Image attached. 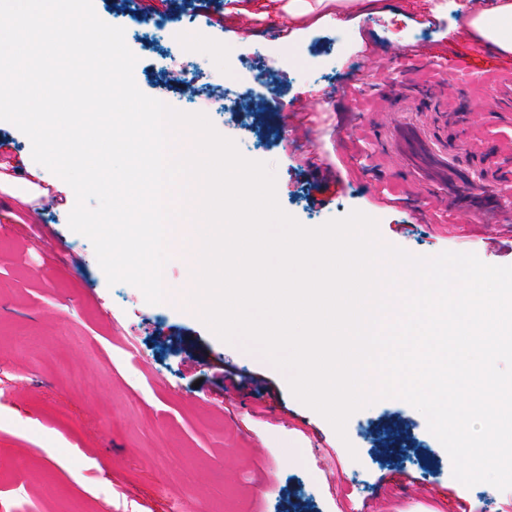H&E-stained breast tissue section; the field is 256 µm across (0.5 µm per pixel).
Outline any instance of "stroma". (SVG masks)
Instances as JSON below:
<instances>
[{"mask_svg":"<svg viewBox=\"0 0 512 512\" xmlns=\"http://www.w3.org/2000/svg\"><path fill=\"white\" fill-rule=\"evenodd\" d=\"M196 16L141 24L125 0H93L98 17L123 27L139 89L186 113H205L243 156L268 163L281 208L314 228L360 210L380 239L416 256L475 254L512 265L496 225L454 228L455 214L417 182L395 147L389 95L417 85L416 121L450 153L468 139L512 180V54L477 38L466 19L474 0H377L374 7H316L294 19L289 0H200ZM249 19L253 38L231 35ZM402 45L415 61L387 55ZM177 63L199 80L172 83ZM284 82L256 117L246 93L263 67ZM447 85L465 127L444 125L423 87ZM234 87L235 110L208 99ZM329 96L315 108L308 141L335 163L340 192L308 204L318 175L291 145L310 87ZM7 160L28 181L55 188L60 204L31 220V195L0 187V512H448L460 496L483 512H512V489L468 487L407 402L382 399L353 414L338 437L297 400L258 353L219 340L181 301L146 302L135 286L108 285L92 243L68 226L72 188L35 163L28 137L0 121ZM234 367L268 390L229 408L211 377ZM416 478L406 485L402 472ZM80 481H73V474Z\"/></svg>","mask_w":512,"mask_h":512,"instance_id":"35a3bbf8","label":"stroma"}]
</instances>
